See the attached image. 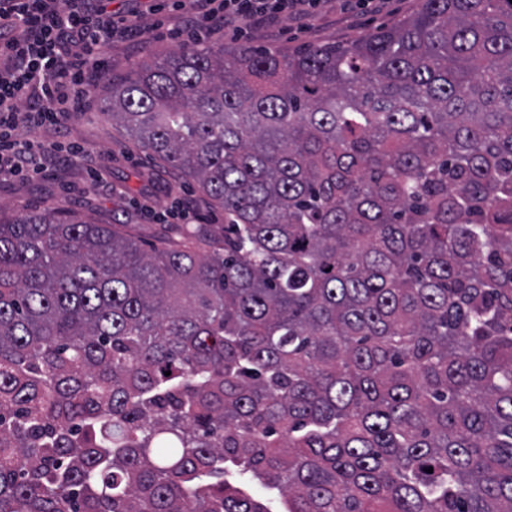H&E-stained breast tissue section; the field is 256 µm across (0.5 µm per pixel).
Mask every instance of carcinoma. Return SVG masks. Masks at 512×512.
<instances>
[{"instance_id":"carcinoma-1","label":"carcinoma","mask_w":512,"mask_h":512,"mask_svg":"<svg viewBox=\"0 0 512 512\" xmlns=\"http://www.w3.org/2000/svg\"><path fill=\"white\" fill-rule=\"evenodd\" d=\"M106 112L224 227L0 215V512H512V0L182 46Z\"/></svg>"}]
</instances>
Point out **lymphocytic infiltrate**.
I'll return each instance as SVG.
<instances>
[{
  "label": "lymphocytic infiltrate",
  "mask_w": 512,
  "mask_h": 512,
  "mask_svg": "<svg viewBox=\"0 0 512 512\" xmlns=\"http://www.w3.org/2000/svg\"><path fill=\"white\" fill-rule=\"evenodd\" d=\"M322 0H149L152 14L181 16L166 37L218 33L243 37L248 27L280 17L306 19ZM151 31L138 10L115 13L105 0H0V174H41L51 158L81 162L78 143L46 147L21 140L20 128L61 125L89 110L108 73L115 42H144Z\"/></svg>",
  "instance_id": "1"
}]
</instances>
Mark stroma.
I'll return each mask as SVG.
<instances>
[{
  "label": "stroma",
  "instance_id": "obj_1",
  "mask_svg": "<svg viewBox=\"0 0 512 512\" xmlns=\"http://www.w3.org/2000/svg\"><path fill=\"white\" fill-rule=\"evenodd\" d=\"M421 0H388L380 11L362 10L354 19L344 18L335 0H324L319 13L303 24L284 18L271 26L250 30V45L288 52L301 45L349 42L379 25L415 12ZM111 82H104L98 98L106 100ZM70 116L62 129H21L22 138L51 145L60 138L79 142L86 150L84 163L55 164L41 177L27 181L0 179V211L20 214L45 209H75L100 224H130L145 241L158 242L164 233L159 224L147 223L143 211L165 209L171 202L169 187L178 196L194 200L202 222L220 224L224 213L201 203L193 182L154 156L140 151L126 139L121 129L101 106ZM103 165L100 181L90 182L87 166Z\"/></svg>",
  "mask_w": 512,
  "mask_h": 512
}]
</instances>
